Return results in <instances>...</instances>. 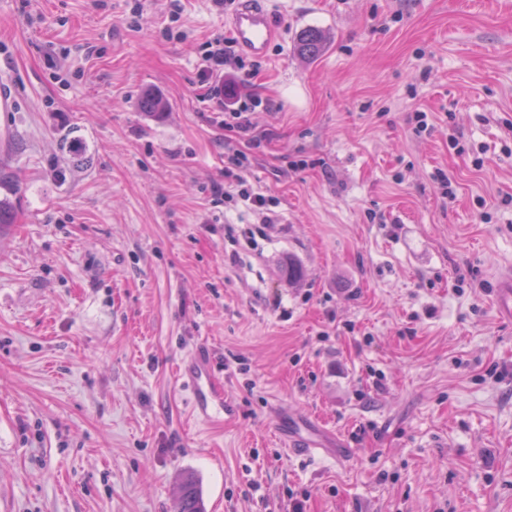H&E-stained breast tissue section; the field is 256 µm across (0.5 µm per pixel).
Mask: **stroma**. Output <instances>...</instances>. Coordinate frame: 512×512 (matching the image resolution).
Segmentation results:
<instances>
[{
	"label": "stroma",
	"instance_id": "35a3bbf8",
	"mask_svg": "<svg viewBox=\"0 0 512 512\" xmlns=\"http://www.w3.org/2000/svg\"><path fill=\"white\" fill-rule=\"evenodd\" d=\"M184 4L0 0V512H177L187 474L204 512H512V0H266L246 133L199 81L225 15ZM235 150L276 215L251 245L211 193ZM201 343L236 404L213 431L174 379ZM277 405L352 455L288 453ZM325 36L316 28L302 30L297 39L298 54L309 60L320 55L324 48ZM492 302L499 317L512 322V269L498 276Z\"/></svg>",
	"mask_w": 512,
	"mask_h": 512
}]
</instances>
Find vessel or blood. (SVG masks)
<instances>
[{
    "label": "vessel or blood",
    "mask_w": 512,
    "mask_h": 512,
    "mask_svg": "<svg viewBox=\"0 0 512 512\" xmlns=\"http://www.w3.org/2000/svg\"><path fill=\"white\" fill-rule=\"evenodd\" d=\"M225 26L238 52L248 57H265L278 36L271 13L256 0H240ZM492 302L499 317L512 322V269L502 271L498 276ZM177 380L189 394L190 412L195 421L213 427L234 416V404L224 393V385L215 373L211 352L206 346H196L182 358L177 368ZM272 422L274 429L281 432L282 447L289 452L315 455L328 449L338 459L349 454L343 447H327L326 431L316 419L309 417L297 422L285 433L281 430L282 413L276 409L272 412Z\"/></svg>",
    "instance_id": "1"
}]
</instances>
